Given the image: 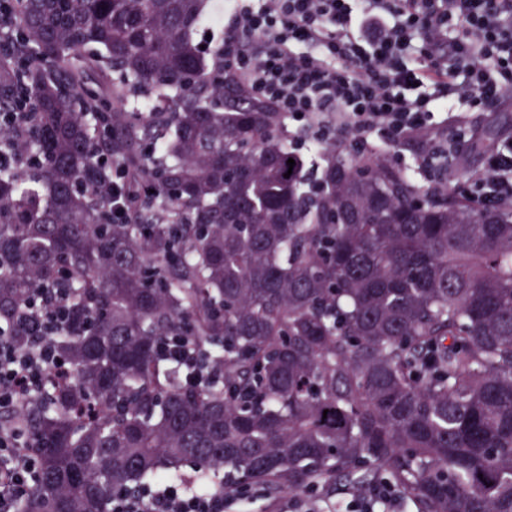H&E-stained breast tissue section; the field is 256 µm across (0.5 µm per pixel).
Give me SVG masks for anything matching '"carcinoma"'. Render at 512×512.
Instances as JSON below:
<instances>
[{
  "instance_id": "obj_1",
  "label": "carcinoma",
  "mask_w": 512,
  "mask_h": 512,
  "mask_svg": "<svg viewBox=\"0 0 512 512\" xmlns=\"http://www.w3.org/2000/svg\"><path fill=\"white\" fill-rule=\"evenodd\" d=\"M203 8L0 0V325L29 352L27 306L68 311L64 379L0 410L37 460L19 512H113L107 480L184 466L512 512V212L379 155L306 170L194 41Z\"/></svg>"
}]
</instances>
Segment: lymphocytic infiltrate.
I'll list each match as a JSON object with an SVG mask.
<instances>
[{"label": "lymphocytic infiltrate", "mask_w": 512, "mask_h": 512, "mask_svg": "<svg viewBox=\"0 0 512 512\" xmlns=\"http://www.w3.org/2000/svg\"><path fill=\"white\" fill-rule=\"evenodd\" d=\"M224 74L306 130L315 148L345 141L413 161L437 187L455 177L470 127L458 120L512 88V0H224ZM482 208L512 205V144L462 188ZM63 374L47 336L32 354L0 336V408ZM37 474L22 424L0 426V512H17ZM234 495L206 486L127 497L114 512H224Z\"/></svg>", "instance_id": "obj_1"}]
</instances>
